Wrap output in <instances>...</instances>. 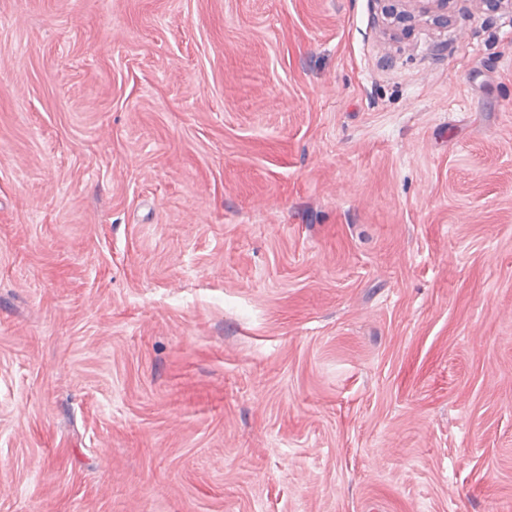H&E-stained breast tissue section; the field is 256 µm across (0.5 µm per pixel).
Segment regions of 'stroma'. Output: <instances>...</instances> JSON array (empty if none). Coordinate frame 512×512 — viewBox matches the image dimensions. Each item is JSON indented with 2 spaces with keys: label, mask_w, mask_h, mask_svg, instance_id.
Wrapping results in <instances>:
<instances>
[{
  "label": "stroma",
  "mask_w": 512,
  "mask_h": 512,
  "mask_svg": "<svg viewBox=\"0 0 512 512\" xmlns=\"http://www.w3.org/2000/svg\"><path fill=\"white\" fill-rule=\"evenodd\" d=\"M0 512H512V8L0 0Z\"/></svg>",
  "instance_id": "obj_1"
}]
</instances>
